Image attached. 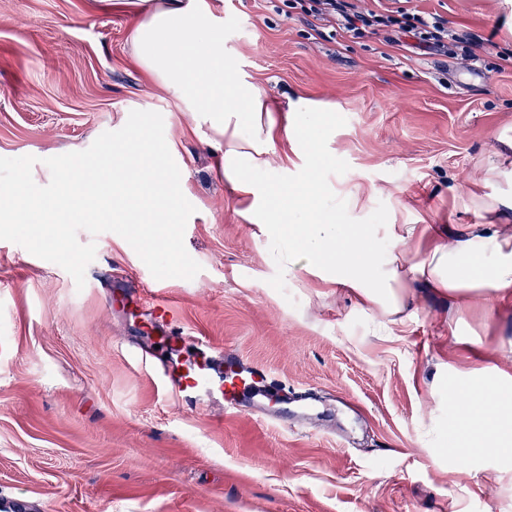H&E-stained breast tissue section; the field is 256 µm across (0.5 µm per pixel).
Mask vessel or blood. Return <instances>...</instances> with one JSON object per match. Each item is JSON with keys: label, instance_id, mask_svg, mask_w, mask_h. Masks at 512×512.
<instances>
[{"label": "vessel or blood", "instance_id": "1", "mask_svg": "<svg viewBox=\"0 0 512 512\" xmlns=\"http://www.w3.org/2000/svg\"><path fill=\"white\" fill-rule=\"evenodd\" d=\"M112 306L144 314L155 342L143 348L140 357L182 407L193 410L219 398L233 412L263 413L289 402L296 403L298 410H307L302 393L275 383L264 365L242 364L236 355L218 351L205 337L185 332L170 302L145 305L142 290L129 288L114 292Z\"/></svg>", "mask_w": 512, "mask_h": 512}]
</instances>
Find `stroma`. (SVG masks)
<instances>
[{
  "mask_svg": "<svg viewBox=\"0 0 512 512\" xmlns=\"http://www.w3.org/2000/svg\"><path fill=\"white\" fill-rule=\"evenodd\" d=\"M363 5L439 15L448 36L438 49L390 27L356 38L341 16L312 26L288 0H214L235 75L275 106L301 97L327 115L309 153L277 143L269 181L379 240L392 223L512 224V209L465 205L512 200V0ZM137 20L106 0H0V157H36L44 186L47 158L87 149L130 111L159 112L201 266L159 280L121 236L82 230L96 256L80 289L0 240V497L37 512H512V460L448 449L449 384L512 376V300L460 306L412 280L386 317L286 264V241L225 182L208 125L135 64ZM132 281L216 346L310 389V425L182 409L138 356L146 323L112 307Z\"/></svg>",
  "mask_w": 512,
  "mask_h": 512,
  "instance_id": "1",
  "label": "stroma"
}]
</instances>
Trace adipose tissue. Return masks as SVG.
I'll use <instances>...</instances> for the list:
<instances>
[{"label":"adipose tissue","mask_w":512,"mask_h":512,"mask_svg":"<svg viewBox=\"0 0 512 512\" xmlns=\"http://www.w3.org/2000/svg\"><path fill=\"white\" fill-rule=\"evenodd\" d=\"M140 66L173 91L193 112L205 115L222 151L225 182L251 202L254 223L288 239V262L324 273L326 280L354 292L360 303L400 313L406 298L396 286L422 277L429 287L459 303L512 296V228L475 224L458 238L434 242L426 253L412 250L415 227L385 240L386 267H379L366 242L369 225L346 234L314 200L297 190L263 181L274 169L272 146L308 128L316 114L305 100L274 113L253 84L231 77L210 0H141L133 30ZM247 118L252 135L232 131ZM448 408L459 432L449 449L483 448L512 455V386L481 375L467 391H448Z\"/></svg>","instance_id":"ef3b65f1"}]
</instances>
